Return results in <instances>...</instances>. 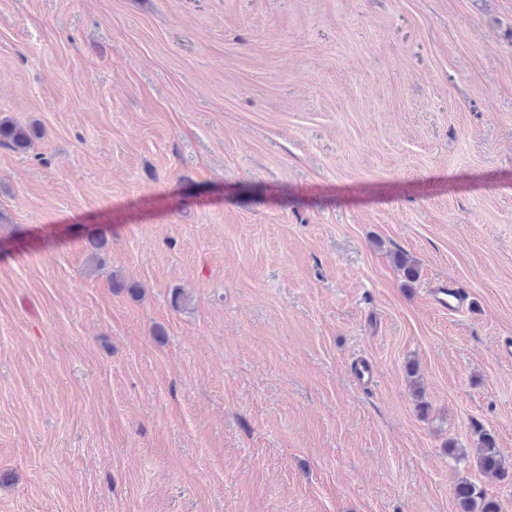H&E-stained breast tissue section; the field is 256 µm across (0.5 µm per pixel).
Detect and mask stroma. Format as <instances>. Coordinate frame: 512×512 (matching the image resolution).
Instances as JSON below:
<instances>
[{
    "mask_svg": "<svg viewBox=\"0 0 512 512\" xmlns=\"http://www.w3.org/2000/svg\"><path fill=\"white\" fill-rule=\"evenodd\" d=\"M0 116V512H512V0H0ZM40 135V125H23L7 117L0 119V146L15 152H27ZM465 301V293L453 283L442 285L432 295V302L442 310H455ZM477 432L479 446L475 448L472 457L475 467L483 473L493 474L499 478H507L509 470L497 448L495 437L486 430L480 429ZM454 497L458 512H501L497 500L489 498L482 488L467 480L456 484Z\"/></svg>",
    "mask_w": 512,
    "mask_h": 512,
    "instance_id": "obj_1",
    "label": "stroma"
}]
</instances>
